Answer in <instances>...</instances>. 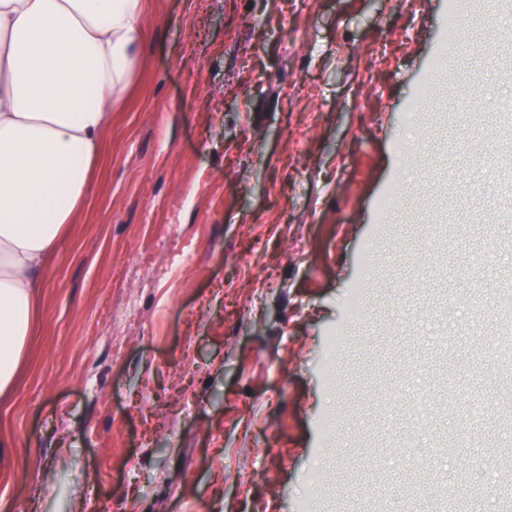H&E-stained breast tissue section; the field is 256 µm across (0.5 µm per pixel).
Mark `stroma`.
Listing matches in <instances>:
<instances>
[{"mask_svg": "<svg viewBox=\"0 0 512 512\" xmlns=\"http://www.w3.org/2000/svg\"><path fill=\"white\" fill-rule=\"evenodd\" d=\"M0 401L11 512H503L512 48L486 0H144ZM466 42L440 55L449 6ZM427 93L428 111L409 113ZM485 459L474 463L473 449Z\"/></svg>", "mask_w": 512, "mask_h": 512, "instance_id": "obj_1", "label": "stroma"}]
</instances>
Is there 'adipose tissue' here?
Instances as JSON below:
<instances>
[{
    "label": "adipose tissue",
    "mask_w": 512,
    "mask_h": 512,
    "mask_svg": "<svg viewBox=\"0 0 512 512\" xmlns=\"http://www.w3.org/2000/svg\"><path fill=\"white\" fill-rule=\"evenodd\" d=\"M142 11V0H0V397L133 77Z\"/></svg>",
    "instance_id": "obj_1"
}]
</instances>
